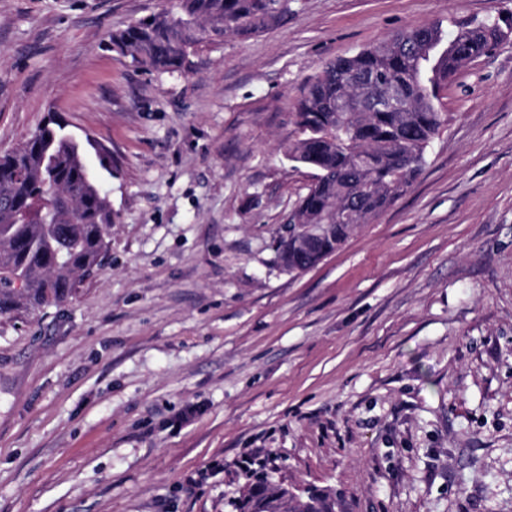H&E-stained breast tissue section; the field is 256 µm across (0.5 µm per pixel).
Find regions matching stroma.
Wrapping results in <instances>:
<instances>
[{
  "label": "stroma",
  "instance_id": "obj_1",
  "mask_svg": "<svg viewBox=\"0 0 512 512\" xmlns=\"http://www.w3.org/2000/svg\"><path fill=\"white\" fill-rule=\"evenodd\" d=\"M168 5L0 0V154L56 114L112 203L76 297L0 316V512H228L263 460L336 512H512V36L449 84L406 194L276 262L321 65L512 0H290L182 73L109 49Z\"/></svg>",
  "mask_w": 512,
  "mask_h": 512
}]
</instances>
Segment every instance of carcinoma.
Segmentation results:
<instances>
[{
    "mask_svg": "<svg viewBox=\"0 0 512 512\" xmlns=\"http://www.w3.org/2000/svg\"><path fill=\"white\" fill-rule=\"evenodd\" d=\"M287 13L288 0H175L173 9L112 33L110 42L148 71L181 72L203 40L258 34ZM510 34L512 21L488 20L460 25L446 40L436 21L320 67L295 101L299 136L288 150L289 160L316 171L315 180L288 212L287 226L328 228L288 254V272L316 266L407 191L448 122V82ZM392 82L402 85V110L382 105ZM350 94L365 105L336 112V100ZM111 229L112 203L81 145L49 117L0 155V315L72 299L82 278L102 269ZM251 478L228 501L231 512H334L327 490L295 495L263 469Z\"/></svg>",
    "mask_w": 512,
    "mask_h": 512,
    "instance_id": "1",
    "label": "carcinoma"
}]
</instances>
